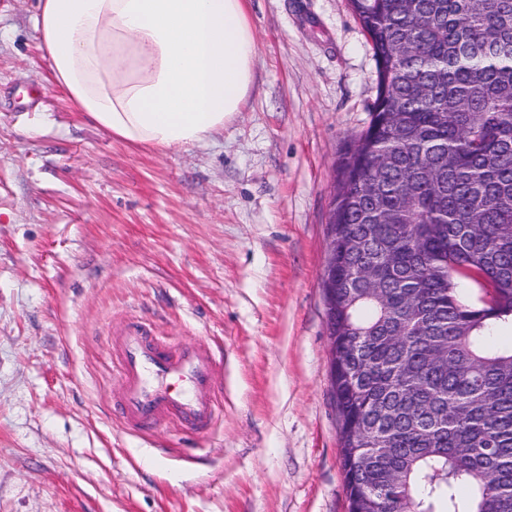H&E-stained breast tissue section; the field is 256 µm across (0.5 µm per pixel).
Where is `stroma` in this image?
<instances>
[{
    "label": "stroma",
    "mask_w": 512,
    "mask_h": 512,
    "mask_svg": "<svg viewBox=\"0 0 512 512\" xmlns=\"http://www.w3.org/2000/svg\"><path fill=\"white\" fill-rule=\"evenodd\" d=\"M36 5L0 0V512H348L322 274L377 96L349 0H248L241 112L168 153L55 85ZM131 319L224 354L203 438L113 419Z\"/></svg>",
    "instance_id": "obj_1"
}]
</instances>
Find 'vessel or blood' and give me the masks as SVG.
Listing matches in <instances>:
<instances>
[{
  "label": "vessel or blood",
  "instance_id": "vessel-or-blood-1",
  "mask_svg": "<svg viewBox=\"0 0 512 512\" xmlns=\"http://www.w3.org/2000/svg\"><path fill=\"white\" fill-rule=\"evenodd\" d=\"M112 350L122 387L112 412L127 426L147 432L172 423L203 434L221 414L217 362L206 346L175 342L134 321Z\"/></svg>",
  "mask_w": 512,
  "mask_h": 512
}]
</instances>
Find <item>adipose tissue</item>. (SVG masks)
<instances>
[{
    "instance_id": "adipose-tissue-1",
    "label": "adipose tissue",
    "mask_w": 512,
    "mask_h": 512,
    "mask_svg": "<svg viewBox=\"0 0 512 512\" xmlns=\"http://www.w3.org/2000/svg\"><path fill=\"white\" fill-rule=\"evenodd\" d=\"M35 29L56 85L135 146L206 140L254 80L245 0H39Z\"/></svg>"
}]
</instances>
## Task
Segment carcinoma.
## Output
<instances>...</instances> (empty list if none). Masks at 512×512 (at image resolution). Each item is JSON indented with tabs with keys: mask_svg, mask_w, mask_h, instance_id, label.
<instances>
[{
	"mask_svg": "<svg viewBox=\"0 0 512 512\" xmlns=\"http://www.w3.org/2000/svg\"><path fill=\"white\" fill-rule=\"evenodd\" d=\"M350 4L378 91L331 216L349 512H512V0Z\"/></svg>",
	"mask_w": 512,
	"mask_h": 512,
	"instance_id": "obj_1",
	"label": "carcinoma"
}]
</instances>
